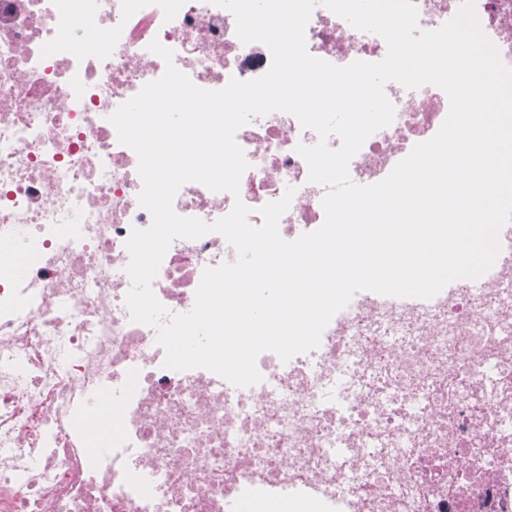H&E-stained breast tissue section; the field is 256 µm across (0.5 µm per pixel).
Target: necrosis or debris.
I'll use <instances>...</instances> for the list:
<instances>
[{"instance_id":"obj_1","label":"necrosis or debris","mask_w":512,"mask_h":512,"mask_svg":"<svg viewBox=\"0 0 512 512\" xmlns=\"http://www.w3.org/2000/svg\"><path fill=\"white\" fill-rule=\"evenodd\" d=\"M512 68V0H474ZM199 88L264 75L210 0H0V512H512V223L494 265L430 299L357 293L318 348L259 355L261 382L165 368L154 327L131 320L125 242L148 228L138 158L110 115L165 71L152 41ZM308 52L337 66L387 45L316 6ZM393 121L349 163L384 179L449 111L440 88L389 82ZM292 114L236 133L249 163L238 194L189 182L177 214L212 223L236 202L295 194L289 241L319 229L326 186L296 148ZM220 234L178 239L152 283L192 309L206 268L235 261Z\"/></svg>"}]
</instances>
